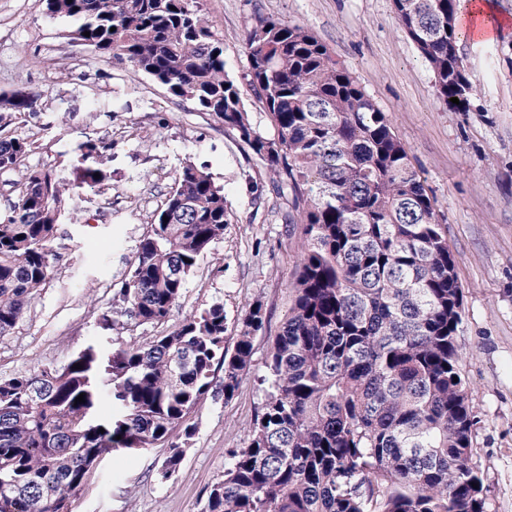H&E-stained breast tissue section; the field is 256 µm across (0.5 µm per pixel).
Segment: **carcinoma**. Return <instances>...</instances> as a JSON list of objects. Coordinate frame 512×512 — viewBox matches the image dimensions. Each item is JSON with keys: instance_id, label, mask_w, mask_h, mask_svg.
I'll return each mask as SVG.
<instances>
[{"instance_id": "obj_1", "label": "carcinoma", "mask_w": 512, "mask_h": 512, "mask_svg": "<svg viewBox=\"0 0 512 512\" xmlns=\"http://www.w3.org/2000/svg\"><path fill=\"white\" fill-rule=\"evenodd\" d=\"M394 5L439 97L468 111L462 0ZM47 9L76 22L71 43L146 74L235 132L296 212L287 223L302 225L296 295L266 363L261 411L248 445L228 450L201 512H486L484 478L471 465L477 420L447 230L390 120L351 74L304 26L255 17L246 82L270 135L247 112L199 0H47ZM38 98L0 93V122L35 111ZM37 148L0 134V173L18 174L0 213L1 338L50 281L51 242L76 194L60 174L27 166ZM111 149L75 145L89 186L106 180ZM226 223L223 188L206 167L184 164L103 327L164 324ZM266 321L252 303L228 347L224 304L214 302L105 359L89 346L62 365L1 377L0 512H69L88 471L119 449H165L156 477L174 482L193 436L187 419L214 392L218 369L224 401L233 399ZM106 397L112 415L100 419Z\"/></svg>"}]
</instances>
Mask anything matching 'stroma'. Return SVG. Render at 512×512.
I'll use <instances>...</instances> for the list:
<instances>
[{"label": "stroma", "mask_w": 512, "mask_h": 512, "mask_svg": "<svg viewBox=\"0 0 512 512\" xmlns=\"http://www.w3.org/2000/svg\"><path fill=\"white\" fill-rule=\"evenodd\" d=\"M505 28L488 41L462 37L459 53L473 86L470 109L453 112L401 29L393 0H200L224 43L228 72L249 63L245 30L255 15L307 27L387 114L448 230L463 289L458 344L478 423L472 455L487 487V512H512V0H491ZM73 22L50 15L45 0H0V93L39 94L15 131L39 148L30 166L64 175L82 191L52 243L54 276L29 313L0 338V375L66 362L87 346L107 353L156 335L151 326L116 333L98 316L127 276L155 211L185 162L207 165L224 188L228 224L188 280L165 324L224 304L229 329L262 302L268 320L253 339L252 368L232 400L209 397L174 482L156 480L164 451H121L102 459L70 500V512H200L205 488L222 479L226 451L249 442L263 402L258 384L288 314L301 251L286 229L284 200L237 134L147 75L72 46ZM92 140L112 146L103 186L84 184L73 151Z\"/></svg>", "instance_id": "1"}]
</instances>
